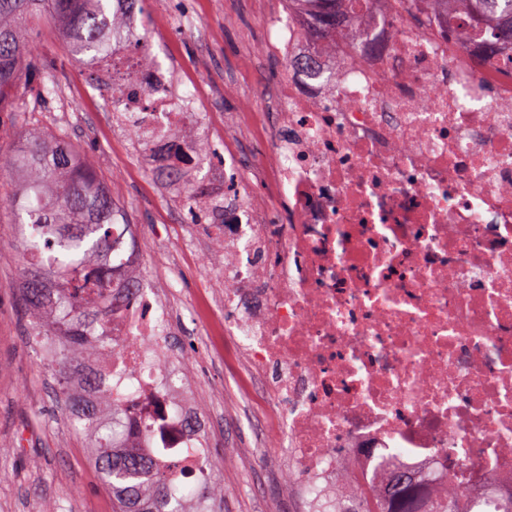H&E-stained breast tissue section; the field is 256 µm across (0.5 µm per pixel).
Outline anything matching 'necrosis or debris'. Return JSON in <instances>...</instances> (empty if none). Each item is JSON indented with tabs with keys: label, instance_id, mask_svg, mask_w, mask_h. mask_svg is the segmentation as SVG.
Returning a JSON list of instances; mask_svg holds the SVG:
<instances>
[{
	"label": "necrosis or debris",
	"instance_id": "necrosis-or-debris-1",
	"mask_svg": "<svg viewBox=\"0 0 512 512\" xmlns=\"http://www.w3.org/2000/svg\"><path fill=\"white\" fill-rule=\"evenodd\" d=\"M394 13L372 0L328 41L307 17L269 18L268 51L317 63L289 69L272 113L224 117L237 150L212 173L224 212L211 234L236 312L225 339L272 411L303 512L363 506L398 474L487 512L512 496V69L449 39L451 7L419 0L397 26ZM102 76L159 166L178 165L196 97L161 63ZM255 138L268 155L244 178ZM170 298L90 291L110 336L84 367L134 403L137 453L197 487L212 424L172 347Z\"/></svg>",
	"mask_w": 512,
	"mask_h": 512
}]
</instances>
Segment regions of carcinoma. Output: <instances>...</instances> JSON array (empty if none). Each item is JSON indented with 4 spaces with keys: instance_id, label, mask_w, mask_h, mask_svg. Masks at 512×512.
<instances>
[{
    "instance_id": "carcinoma-1",
    "label": "carcinoma",
    "mask_w": 512,
    "mask_h": 512,
    "mask_svg": "<svg viewBox=\"0 0 512 512\" xmlns=\"http://www.w3.org/2000/svg\"><path fill=\"white\" fill-rule=\"evenodd\" d=\"M371 0H288V10L310 16L317 34L333 38L342 29L344 9L363 11ZM462 27L449 35L466 42L479 38L494 54L512 48V0H453ZM137 0H0V112H17L29 96L41 101L54 93L43 83L25 79L26 60L20 50L21 33L50 13L67 30L79 56L103 59L111 46L117 5L134 8ZM183 144L197 155L220 157L198 135L180 133ZM13 177L9 223L26 233L15 237L24 266L20 300L29 313L31 336H54L57 375L63 398L60 412L71 414L73 400L66 391L70 359L88 349L93 336L107 335L104 318L85 305L92 288H119L133 299L138 286L122 278L120 255L112 243V225L126 223L112 201L108 186L67 143V135L25 137L11 152L0 154V171ZM169 177L184 182L182 206L194 212L204 188L183 169ZM85 429L97 449L96 464L105 482L121 493L117 512H178L173 480L152 461L131 449L117 450L115 432H141L130 408L112 407L102 421L93 409H83ZM390 512H467L463 493H448L423 504L412 497L409 481L394 480L384 498Z\"/></svg>"
}]
</instances>
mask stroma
Returning a JSON list of instances; mask_svg holds the SVG:
<instances>
[{"label": "stroma", "instance_id": "1", "mask_svg": "<svg viewBox=\"0 0 512 512\" xmlns=\"http://www.w3.org/2000/svg\"><path fill=\"white\" fill-rule=\"evenodd\" d=\"M280 0H146L145 32L153 53L171 71L180 90L201 105L200 131L224 144V116L251 112L263 86L285 73L282 60L266 54L265 17ZM23 52L35 75L55 86V96L31 104L23 123L7 126L0 153L18 135L66 131L73 145L109 186L141 244L140 278L152 288L171 287L176 305L191 304L199 317L187 335L196 356L201 387L224 384L217 416H245L255 404L239 370L218 372L207 355V326L231 319L212 308L207 290L210 268L200 256L220 254L205 225L191 223L182 194L152 166L150 150L135 144L121 120L110 116V86L74 57L58 22L44 18L24 33ZM9 177H0V512H112V493L96 468L84 428L61 415L53 396L55 366L34 351L20 308L16 284L22 257L9 225ZM216 467L210 479L222 495L223 512H296L288 496L282 456L265 439L232 424L213 439Z\"/></svg>", "mask_w": 512, "mask_h": 512}]
</instances>
